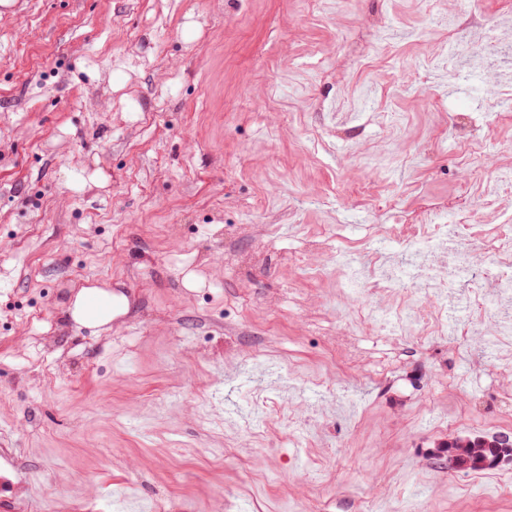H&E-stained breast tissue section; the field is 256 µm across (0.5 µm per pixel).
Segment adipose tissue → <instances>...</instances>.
Masks as SVG:
<instances>
[{
    "label": "adipose tissue",
    "mask_w": 512,
    "mask_h": 512,
    "mask_svg": "<svg viewBox=\"0 0 512 512\" xmlns=\"http://www.w3.org/2000/svg\"><path fill=\"white\" fill-rule=\"evenodd\" d=\"M129 301L125 295L96 286L83 287L75 294L69 307L72 321L80 327L101 333L112 327L113 321L125 315Z\"/></svg>",
    "instance_id": "1"
}]
</instances>
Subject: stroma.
<instances>
[{
    "instance_id": "35a3bbf8",
    "label": "stroma",
    "mask_w": 512,
    "mask_h": 512,
    "mask_svg": "<svg viewBox=\"0 0 512 512\" xmlns=\"http://www.w3.org/2000/svg\"><path fill=\"white\" fill-rule=\"evenodd\" d=\"M460 6L435 26L420 0L0 12V512H512V465L482 493L438 452L512 435V367L471 334L386 335L397 297L336 266L376 241L397 260L392 225L512 171V117L475 77L512 91L503 58L460 32L452 82L438 54ZM485 269L449 323L512 316ZM105 284L129 312L96 335L68 307ZM254 393L301 437L275 416L254 439Z\"/></svg>"
}]
</instances>
